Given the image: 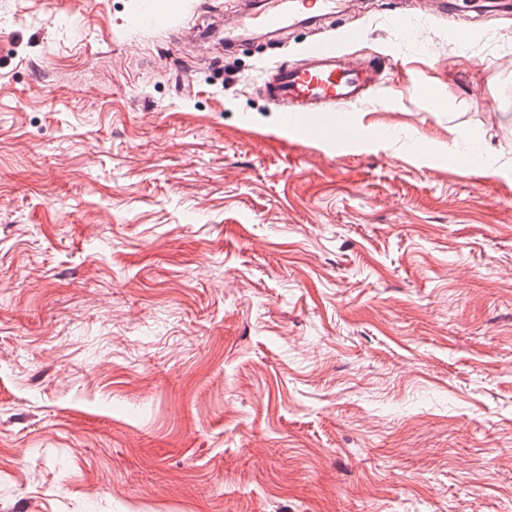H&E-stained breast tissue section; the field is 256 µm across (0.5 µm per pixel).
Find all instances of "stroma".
Listing matches in <instances>:
<instances>
[{"instance_id":"35a3bbf8","label":"stroma","mask_w":512,"mask_h":512,"mask_svg":"<svg viewBox=\"0 0 512 512\" xmlns=\"http://www.w3.org/2000/svg\"><path fill=\"white\" fill-rule=\"evenodd\" d=\"M160 2L0 0V512H512V0H336L333 138L259 91L313 27Z\"/></svg>"}]
</instances>
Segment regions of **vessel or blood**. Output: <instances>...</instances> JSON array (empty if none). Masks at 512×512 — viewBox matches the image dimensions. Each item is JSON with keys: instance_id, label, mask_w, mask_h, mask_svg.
Segmentation results:
<instances>
[{"instance_id": "1", "label": "vessel or blood", "mask_w": 512, "mask_h": 512, "mask_svg": "<svg viewBox=\"0 0 512 512\" xmlns=\"http://www.w3.org/2000/svg\"><path fill=\"white\" fill-rule=\"evenodd\" d=\"M335 0H259L256 10L224 31V43L234 47L249 30L278 31L295 18L312 11L314 19L326 17ZM379 66L352 61L342 44L328 39L310 43L301 63H275L260 85L261 93L279 112L281 127L305 135L332 125L343 108L367 101L381 87Z\"/></svg>"}]
</instances>
